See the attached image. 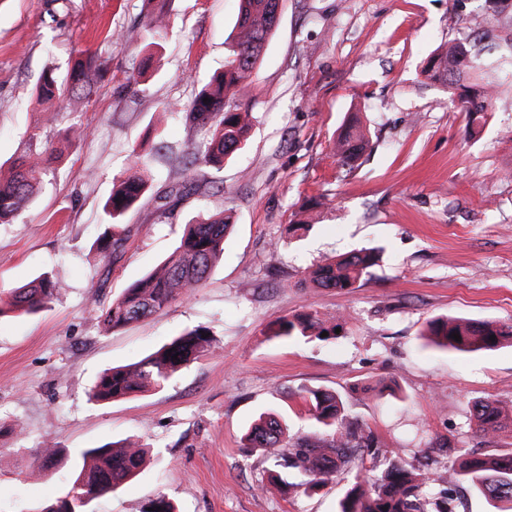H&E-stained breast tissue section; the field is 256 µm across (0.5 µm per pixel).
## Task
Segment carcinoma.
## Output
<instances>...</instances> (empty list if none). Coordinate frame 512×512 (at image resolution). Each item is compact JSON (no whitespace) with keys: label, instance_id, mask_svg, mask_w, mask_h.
Listing matches in <instances>:
<instances>
[{"label":"carcinoma","instance_id":"obj_1","mask_svg":"<svg viewBox=\"0 0 512 512\" xmlns=\"http://www.w3.org/2000/svg\"><path fill=\"white\" fill-rule=\"evenodd\" d=\"M282 0H241L236 27L238 36L224 63V72L213 77L194 94L180 111L193 125L206 129L210 138L188 148L176 178L162 196L160 209L197 190L220 172L224 160L240 150L251 131L250 113L238 102L237 92L251 80L263 48L278 21ZM169 28L167 12L160 8L145 15L140 27L125 36L128 42L159 45ZM458 37L448 47L434 53L422 68L425 79L443 85L459 111L479 116L491 110L492 97L503 81L512 82V0H490L475 26L453 18ZM108 70L101 59L88 54L74 62L65 80L45 72L36 86V99L49 103L68 94L75 107L88 102L93 88L105 80ZM87 135V128L75 123L58 132L72 144ZM369 140L358 126L350 125L338 135L336 155L344 166L358 161ZM54 159L52 147L42 141L40 130L29 132L25 148L8 173L0 172V223L13 221L34 198L39 176ZM152 157L137 154L125 175L113 185L104 205L106 229L100 251L108 264L120 259L127 240L123 218L149 193L148 172ZM231 228L229 217L220 211L204 220L185 225L177 246L157 266L133 282L108 303L100 291L90 301L97 306L105 331L127 326L154 315L178 299L188 298L203 287L215 263L224 253V238ZM378 255L367 249L351 252L320 265L308 274V282L318 288L347 290L368 273ZM63 291V286L40 275L18 288L0 289V318L9 314H30L46 308ZM275 336H304L318 327L311 312L282 316L276 321ZM320 328V327H318ZM336 327L320 328L335 334ZM457 333L456 341L451 334ZM495 340H490V336ZM427 336L436 346L458 352L493 350L512 341V324L437 317L427 322ZM212 341L204 327L188 329L173 337L145 359L115 366L104 372L91 389L96 401H115L149 390L162 389L183 368L211 352ZM177 359H172V356ZM315 430L291 441L286 423L268 413L254 421L242 435L247 448H266L280 457L281 469L272 482L283 488L310 492L333 480L336 474L358 461L355 482L340 502V512H454L446 485L466 482L496 504L498 512H512V452L497 448L475 456L463 448L448 466L429 477L414 469L393 448H387L370 431L349 423L342 398L333 392L307 390L300 395ZM512 410L496 401L477 400L472 422L486 438L492 439ZM386 465L378 482L362 475L365 459ZM144 460V448L129 438L119 444L83 448L67 456L55 444L45 443L31 454L26 474L45 476L59 466L73 474L63 496L34 512H86L84 500L108 494L133 477Z\"/></svg>","mask_w":512,"mask_h":512}]
</instances>
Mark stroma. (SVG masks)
I'll return each instance as SVG.
<instances>
[{
    "label": "stroma",
    "instance_id": "35a3bbf8",
    "mask_svg": "<svg viewBox=\"0 0 512 512\" xmlns=\"http://www.w3.org/2000/svg\"><path fill=\"white\" fill-rule=\"evenodd\" d=\"M483 0H282L273 36L240 99L252 115L247 145L217 173L221 190L184 198L167 213L153 199L130 211L122 258L106 266L97 240L113 178L131 152L153 155L162 186L204 129L167 104L184 103L223 71L237 35L239 0H171L169 36L153 65L124 41L145 0H0V163L27 131L48 141L69 122L90 135L69 150L42 191L0 224V289L46 273L64 293L31 315L0 319V512H31L71 484L61 468L26 482V449L64 451L126 437L146 445L140 473L92 501V512H148L164 495L177 512H338L354 480L311 494L267 485L275 458L242 447L246 426L274 412L291 436L310 433L299 395L339 394L351 421L403 459L444 462L483 440L472 404L512 406V344L458 353L429 344L427 320L455 315L512 322V89H499L479 136L447 90L424 80L425 59L456 38L448 19L475 20ZM84 52L109 68L89 102L38 105L46 68L65 77ZM138 76L126 90L129 76ZM359 113L372 148L354 166L336 157L337 130ZM230 213L224 259L203 288L163 313L105 332L92 290L118 296L177 244L184 224ZM308 223L301 239L288 228ZM362 247L380 263L351 291L308 284V273ZM315 312L339 334L270 335L275 318ZM206 327L216 351L163 389L112 403L89 391L98 375L138 361L184 330Z\"/></svg>",
    "mask_w": 512,
    "mask_h": 512
}]
</instances>
